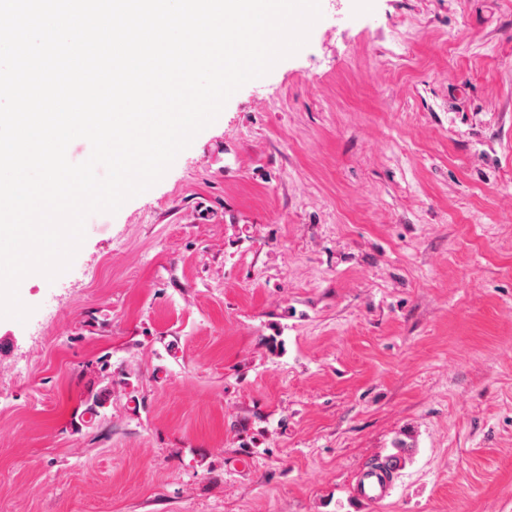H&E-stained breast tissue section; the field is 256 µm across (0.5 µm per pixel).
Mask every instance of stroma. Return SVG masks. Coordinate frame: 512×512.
<instances>
[{
    "label": "stroma",
    "instance_id": "35a3bbf8",
    "mask_svg": "<svg viewBox=\"0 0 512 512\" xmlns=\"http://www.w3.org/2000/svg\"><path fill=\"white\" fill-rule=\"evenodd\" d=\"M321 9L69 270L22 280L0 512H512V0ZM111 365L107 360L102 362L101 367L94 371L97 374L98 385L105 383L99 389H95V382L87 387V393L83 400L84 409L81 413V421L84 424H94L99 419L100 409L104 407L105 403L112 396V371L109 372Z\"/></svg>",
    "mask_w": 512,
    "mask_h": 512
}]
</instances>
